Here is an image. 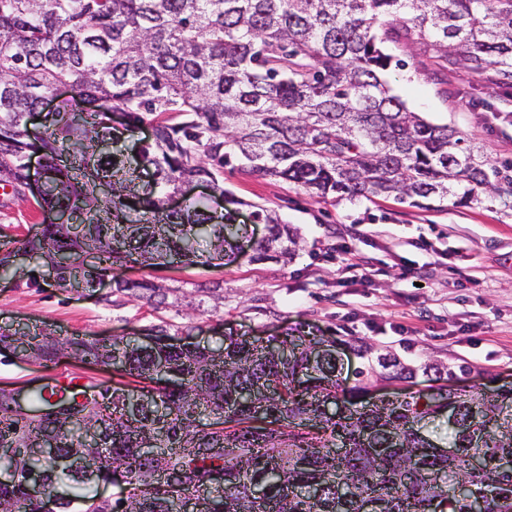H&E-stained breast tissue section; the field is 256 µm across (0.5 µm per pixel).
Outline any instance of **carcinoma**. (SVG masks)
Instances as JSON below:
<instances>
[{
	"label": "carcinoma",
	"mask_w": 512,
	"mask_h": 512,
	"mask_svg": "<svg viewBox=\"0 0 512 512\" xmlns=\"http://www.w3.org/2000/svg\"><path fill=\"white\" fill-rule=\"evenodd\" d=\"M420 45L448 72L512 89V0H0V183L22 194L24 158L40 149L48 178L38 206L78 219L1 246L0 275L24 250L56 267L59 286L90 289L106 274L112 294L167 308L163 288L122 272L234 262L247 225L232 211L216 221L200 202L166 208L186 180L226 196L233 163L321 198L422 207L485 194L512 209L508 169L390 94L383 72L405 63L387 47ZM62 83L97 109L66 101L30 128L27 116ZM118 110L132 125L154 123L132 160L112 149ZM255 216L268 236L254 261L292 260L294 228L261 207ZM87 254L95 265L84 266ZM170 329L154 326L147 345L1 330L0 345L39 360L62 350L116 360L128 382L102 403L35 391L27 413L1 395L0 446L28 448L49 432L75 463L112 462L131 487L112 512H182L188 497L200 512H467L463 483L487 512H512V467H502L512 459V388L475 396L441 386L361 407L371 378L415 370L380 354L383 371L369 362L345 387L331 350L312 357L325 338L229 335L216 349L191 348L166 342ZM450 405L453 456L415 429ZM475 457L479 471L468 469ZM169 467L181 474L174 486L160 479ZM32 471L67 497L66 512H103L83 494L90 480L21 452L0 455V474L13 475L0 482V512H38L24 491Z\"/></svg>",
	"instance_id": "obj_1"
}]
</instances>
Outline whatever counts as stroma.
Listing matches in <instances>:
<instances>
[{
	"label": "stroma",
	"instance_id": "35a3bbf8",
	"mask_svg": "<svg viewBox=\"0 0 512 512\" xmlns=\"http://www.w3.org/2000/svg\"><path fill=\"white\" fill-rule=\"evenodd\" d=\"M403 66L384 75L391 94L428 121L449 126L484 156L512 162V96L489 89L475 75L446 76L433 59L403 53ZM224 187L239 201L236 221L262 239L254 223L260 206L296 228L299 247L291 262L251 261L249 254L223 266L180 263L125 269L174 291L196 294L220 284L224 299L203 298L195 311L175 304L154 311L145 301L78 292L38 275L25 260L24 274L0 279V326L40 327L62 337H126L165 321L204 344L229 333L279 336L301 330L308 338L337 342L338 377L353 385L362 359L350 349L361 339L411 365L436 363L457 370L459 392L512 388V211L485 197L467 205L445 201L411 207L391 197L321 199L288 181L225 168ZM43 214L32 200L0 194V244L19 245L34 234ZM360 267L350 270L352 260ZM59 369L0 349V389L38 383L118 385L104 364L64 353Z\"/></svg>",
	"mask_w": 512,
	"mask_h": 512
}]
</instances>
